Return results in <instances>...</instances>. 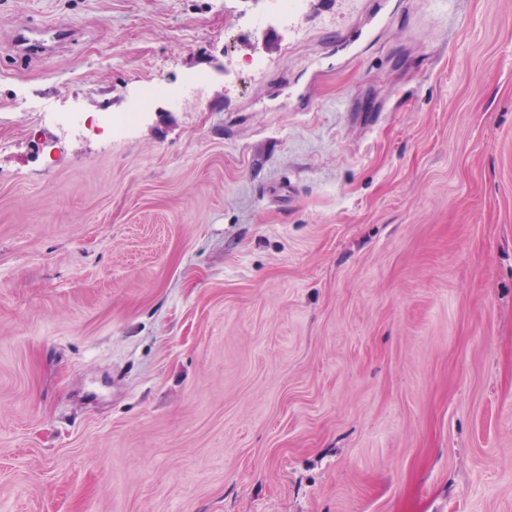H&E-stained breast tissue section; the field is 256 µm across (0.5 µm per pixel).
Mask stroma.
I'll use <instances>...</instances> for the list:
<instances>
[{"label":"stroma","instance_id":"35a3bbf8","mask_svg":"<svg viewBox=\"0 0 512 512\" xmlns=\"http://www.w3.org/2000/svg\"><path fill=\"white\" fill-rule=\"evenodd\" d=\"M0 512H512V0H0ZM144 96L139 100V102L134 106L133 110L125 116L116 117V116H108L104 118V123L108 126L111 131H121L126 124H128L134 117L136 112H139L142 107H144L150 99L154 98V96L158 92H163L167 94L169 97L176 99L178 96L182 95V92L177 88L169 86L164 88H159L154 85L146 86Z\"/></svg>","mask_w":512,"mask_h":512}]
</instances>
